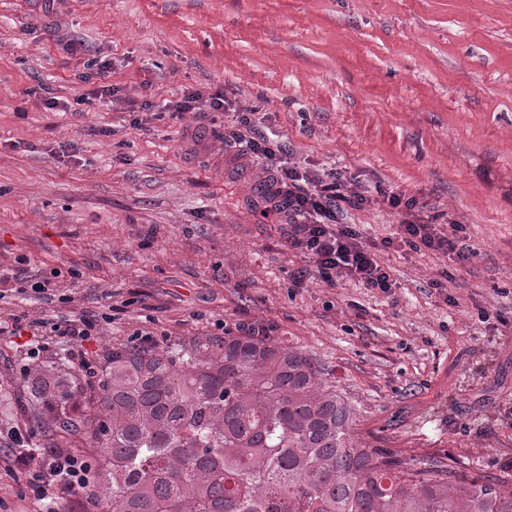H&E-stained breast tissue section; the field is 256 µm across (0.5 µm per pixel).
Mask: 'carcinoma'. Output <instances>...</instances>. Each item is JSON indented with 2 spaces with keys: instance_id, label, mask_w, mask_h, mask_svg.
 I'll return each mask as SVG.
<instances>
[{
  "instance_id": "cac0c4a2",
  "label": "carcinoma",
  "mask_w": 512,
  "mask_h": 512,
  "mask_svg": "<svg viewBox=\"0 0 512 512\" xmlns=\"http://www.w3.org/2000/svg\"><path fill=\"white\" fill-rule=\"evenodd\" d=\"M20 418L92 458L103 512H512V485L356 437L355 408L305 352L269 336L112 347L97 408L75 373L24 371Z\"/></svg>"
}]
</instances>
